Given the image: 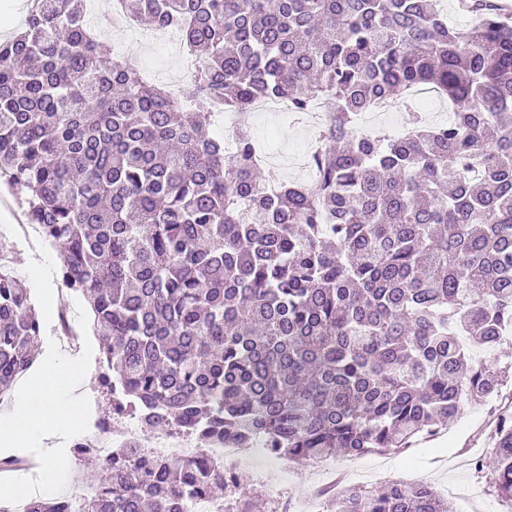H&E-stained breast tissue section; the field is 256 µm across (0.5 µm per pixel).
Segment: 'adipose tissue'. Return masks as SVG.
<instances>
[{"label":"adipose tissue","mask_w":512,"mask_h":512,"mask_svg":"<svg viewBox=\"0 0 512 512\" xmlns=\"http://www.w3.org/2000/svg\"><path fill=\"white\" fill-rule=\"evenodd\" d=\"M92 376L83 357L41 356L38 370L18 391L16 410L0 421V446L20 447L40 434H75L81 407L72 393L89 384Z\"/></svg>","instance_id":"ef3b65f1"}]
</instances>
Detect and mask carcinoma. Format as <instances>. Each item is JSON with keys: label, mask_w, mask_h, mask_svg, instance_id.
<instances>
[{"label": "carcinoma", "mask_w": 512, "mask_h": 512, "mask_svg": "<svg viewBox=\"0 0 512 512\" xmlns=\"http://www.w3.org/2000/svg\"><path fill=\"white\" fill-rule=\"evenodd\" d=\"M174 28L200 62L178 90L138 61L99 59L87 0H33L0 42V182L41 226L60 278L94 316L107 410L199 439L261 440L298 464L411 447L461 406L499 395L512 363V23L498 0H121ZM414 88L401 138L352 115ZM332 104L309 185L255 163L249 126L225 152L211 106ZM41 324L0 266V396L33 364ZM473 462L512 501V412ZM83 512H187L198 497L252 512L210 458L120 452ZM26 512H72L65 497ZM326 512H453L430 486L348 490ZM428 101L429 105L426 109L427 116L422 118L424 122L428 125L448 123V118L452 115V109L448 105V100H441L434 94Z\"/></svg>", "instance_id": "1"}]
</instances>
